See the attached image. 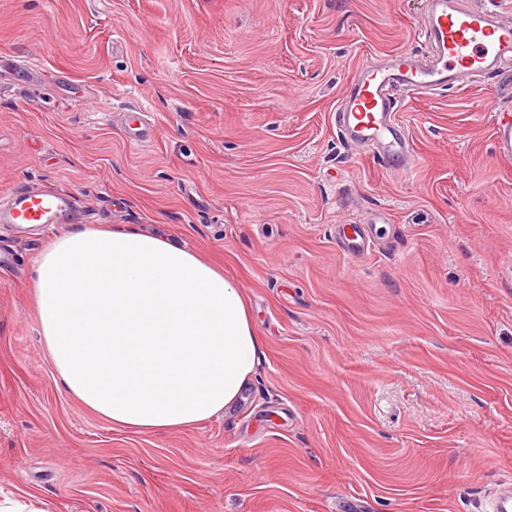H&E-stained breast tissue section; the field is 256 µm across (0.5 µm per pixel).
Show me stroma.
Masks as SVG:
<instances>
[{
    "mask_svg": "<svg viewBox=\"0 0 512 512\" xmlns=\"http://www.w3.org/2000/svg\"><path fill=\"white\" fill-rule=\"evenodd\" d=\"M425 2L0 0V194L52 184L204 253L264 340L233 411L112 428L56 385L31 303L67 225L0 224V489L50 512H479L512 475V160L485 109L512 97L401 98L406 173L336 130L361 62L420 49ZM124 132L134 143H145L150 139V130L143 127V114L137 109H127Z\"/></svg>",
    "mask_w": 512,
    "mask_h": 512,
    "instance_id": "stroma-1",
    "label": "stroma"
}]
</instances>
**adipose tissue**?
I'll list each match as a JSON object with an SVG mask.
<instances>
[{"mask_svg": "<svg viewBox=\"0 0 512 512\" xmlns=\"http://www.w3.org/2000/svg\"><path fill=\"white\" fill-rule=\"evenodd\" d=\"M31 300L59 386L117 429L177 430L233 408L262 350L236 281L131 227L55 238Z\"/></svg>", "mask_w": 512, "mask_h": 512, "instance_id": "obj_1", "label": "adipose tissue"}]
</instances>
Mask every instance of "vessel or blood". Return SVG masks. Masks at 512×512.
I'll return each instance as SVG.
<instances>
[{
	"instance_id": "b4317fda",
	"label": "vessel or blood",
	"mask_w": 512,
	"mask_h": 512,
	"mask_svg": "<svg viewBox=\"0 0 512 512\" xmlns=\"http://www.w3.org/2000/svg\"><path fill=\"white\" fill-rule=\"evenodd\" d=\"M420 35L427 53L396 50L380 64L360 65L336 114L344 139L378 143L384 165L403 172L415 155L396 117L398 95L422 97L475 78H512V21L498 0H427ZM493 131L500 157L512 159V119L497 120ZM124 132L131 142L149 141L140 110H127ZM74 209L69 192L17 187L0 197V224H57Z\"/></svg>"
}]
</instances>
